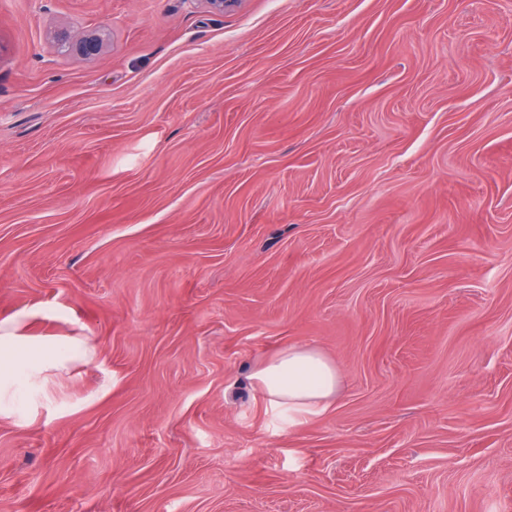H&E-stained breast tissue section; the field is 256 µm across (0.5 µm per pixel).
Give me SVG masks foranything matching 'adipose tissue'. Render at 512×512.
<instances>
[{"mask_svg":"<svg viewBox=\"0 0 512 512\" xmlns=\"http://www.w3.org/2000/svg\"><path fill=\"white\" fill-rule=\"evenodd\" d=\"M38 316V311L29 310L0 320V415L17 413L26 401L44 396L52 374L89 362L95 351L82 338L27 335L30 321ZM253 380L270 407L298 420L327 411L339 383L335 366L311 345L279 351Z\"/></svg>","mask_w":512,"mask_h":512,"instance_id":"obj_1","label":"adipose tissue"}]
</instances>
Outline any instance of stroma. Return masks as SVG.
<instances>
[{
	"instance_id": "35a3bbf8",
	"label": "stroma",
	"mask_w": 512,
	"mask_h": 512,
	"mask_svg": "<svg viewBox=\"0 0 512 512\" xmlns=\"http://www.w3.org/2000/svg\"><path fill=\"white\" fill-rule=\"evenodd\" d=\"M30 309L96 353L0 416V512H512V0H0ZM306 344L294 425L251 375ZM268 405L293 414L295 424L308 415L327 411L336 396V367L315 346H291L279 351L252 376Z\"/></svg>"
}]
</instances>
